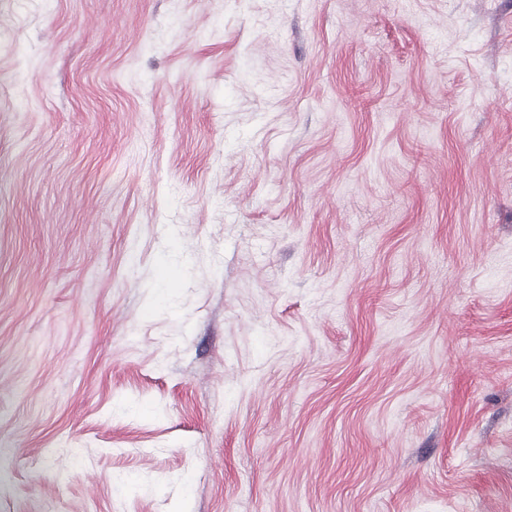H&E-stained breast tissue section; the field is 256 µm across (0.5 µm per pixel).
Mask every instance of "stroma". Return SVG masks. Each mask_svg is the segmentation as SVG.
I'll return each instance as SVG.
<instances>
[{
    "label": "stroma",
    "instance_id": "obj_1",
    "mask_svg": "<svg viewBox=\"0 0 512 512\" xmlns=\"http://www.w3.org/2000/svg\"><path fill=\"white\" fill-rule=\"evenodd\" d=\"M0 512H512V0H0Z\"/></svg>",
    "mask_w": 512,
    "mask_h": 512
}]
</instances>
